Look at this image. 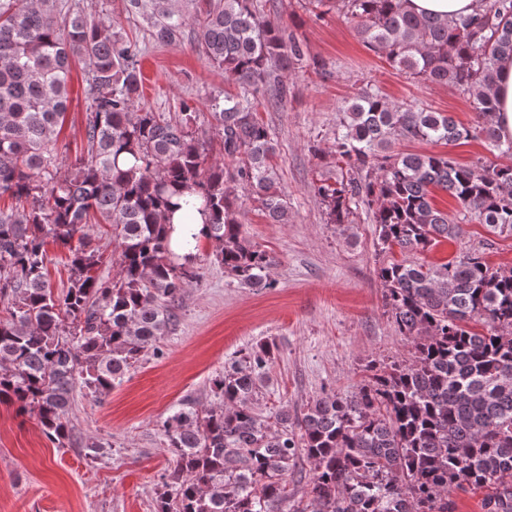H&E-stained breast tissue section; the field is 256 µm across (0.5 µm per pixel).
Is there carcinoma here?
<instances>
[{"instance_id":"obj_1","label":"carcinoma","mask_w":512,"mask_h":512,"mask_svg":"<svg viewBox=\"0 0 512 512\" xmlns=\"http://www.w3.org/2000/svg\"><path fill=\"white\" fill-rule=\"evenodd\" d=\"M317 19L351 24L376 55L411 80L469 96L474 123L367 86L336 120V176L314 194L329 224L366 215L385 313L412 339L410 359L366 366L350 393L314 398L291 414L256 408L274 344L259 342L210 379L216 403L187 400L162 422L173 466L154 512H455L451 495L480 494L483 512H512V266L480 249L440 263L410 261L484 226L512 238V164L468 165L441 152H400V141L480 140L512 155L494 125L499 61L512 56V0H480L459 19L415 15L406 0H301ZM263 0H125L154 42L191 43L240 88L209 101L203 122L182 103L175 118L137 108L142 48L105 19L60 0H0V404L34 414L47 439L70 448L76 387L99 401L176 325L196 279L168 245L163 217L189 193L208 216L213 260L248 288H274L273 256L241 222L237 183L272 224L289 220L277 146L258 117L267 94L288 102L303 41L272 22ZM87 70L86 156L62 169L58 127L73 63ZM231 165L213 161V141ZM456 202L457 216L435 194ZM106 224L117 270L91 228ZM67 250L68 286L47 279L48 242ZM313 465L299 500L288 483L299 454ZM93 234V242L100 247L105 253V256L112 257V260L117 257V249L115 242L112 241V230L106 225L94 226L91 230ZM108 261L102 266L101 275L104 278H111L116 273V267L112 265L111 261Z\"/></svg>"}]
</instances>
